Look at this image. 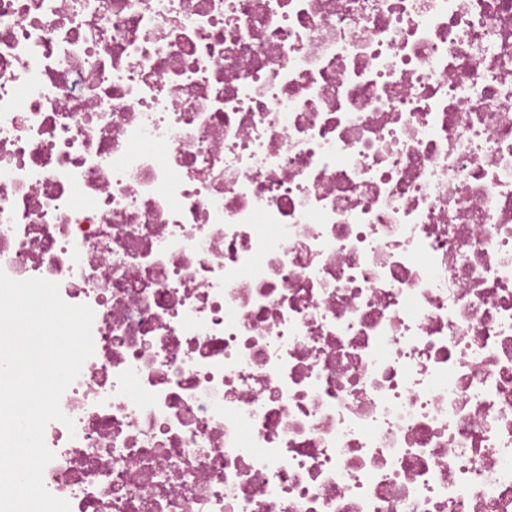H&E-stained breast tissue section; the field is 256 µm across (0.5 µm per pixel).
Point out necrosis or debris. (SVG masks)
<instances>
[{
  "instance_id": "4bbe7bcc",
  "label": "necrosis or debris",
  "mask_w": 512,
  "mask_h": 512,
  "mask_svg": "<svg viewBox=\"0 0 512 512\" xmlns=\"http://www.w3.org/2000/svg\"><path fill=\"white\" fill-rule=\"evenodd\" d=\"M0 270L71 512H512V0H0Z\"/></svg>"
}]
</instances>
